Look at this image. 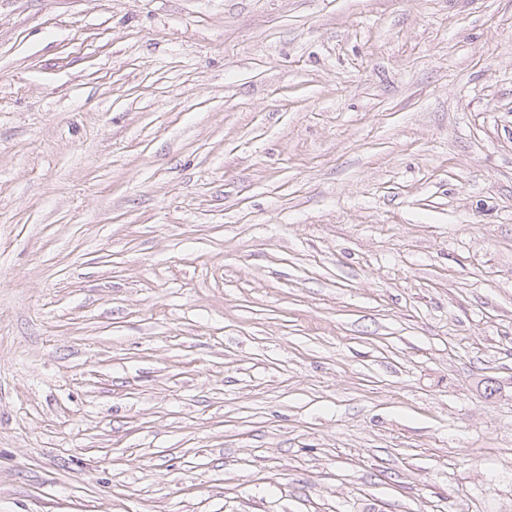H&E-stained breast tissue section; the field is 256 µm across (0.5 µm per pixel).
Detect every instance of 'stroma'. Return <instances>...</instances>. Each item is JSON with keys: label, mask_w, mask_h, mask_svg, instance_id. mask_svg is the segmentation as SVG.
Returning a JSON list of instances; mask_svg holds the SVG:
<instances>
[{"label": "stroma", "mask_w": 512, "mask_h": 512, "mask_svg": "<svg viewBox=\"0 0 512 512\" xmlns=\"http://www.w3.org/2000/svg\"><path fill=\"white\" fill-rule=\"evenodd\" d=\"M0 512H512V0H0Z\"/></svg>", "instance_id": "obj_1"}]
</instances>
